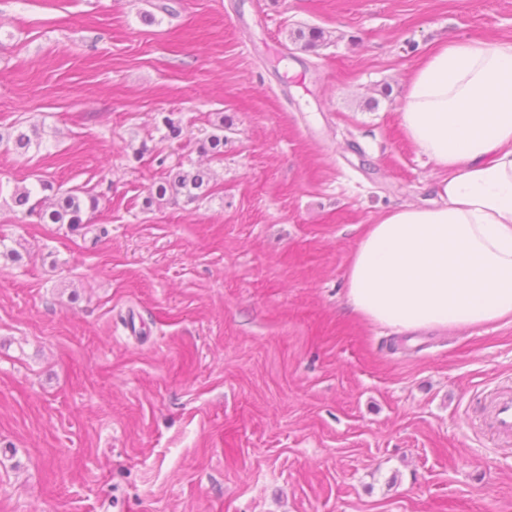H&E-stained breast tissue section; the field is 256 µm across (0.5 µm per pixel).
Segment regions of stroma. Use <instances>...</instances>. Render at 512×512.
Returning a JSON list of instances; mask_svg holds the SVG:
<instances>
[{"label": "stroma", "instance_id": "stroma-1", "mask_svg": "<svg viewBox=\"0 0 512 512\" xmlns=\"http://www.w3.org/2000/svg\"><path fill=\"white\" fill-rule=\"evenodd\" d=\"M460 38L512 39V0H0V512H512L480 426L512 322L402 335L345 294L432 197L399 109ZM180 167L210 196L150 201ZM44 181L98 205L40 223Z\"/></svg>", "mask_w": 512, "mask_h": 512}]
</instances>
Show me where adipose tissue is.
Listing matches in <instances>:
<instances>
[{
    "label": "adipose tissue",
    "mask_w": 512,
    "mask_h": 512,
    "mask_svg": "<svg viewBox=\"0 0 512 512\" xmlns=\"http://www.w3.org/2000/svg\"><path fill=\"white\" fill-rule=\"evenodd\" d=\"M400 121L441 172L438 202L370 226L347 269L353 312L400 332L512 318V40L437 47Z\"/></svg>",
    "instance_id": "ef3b65f1"
}]
</instances>
